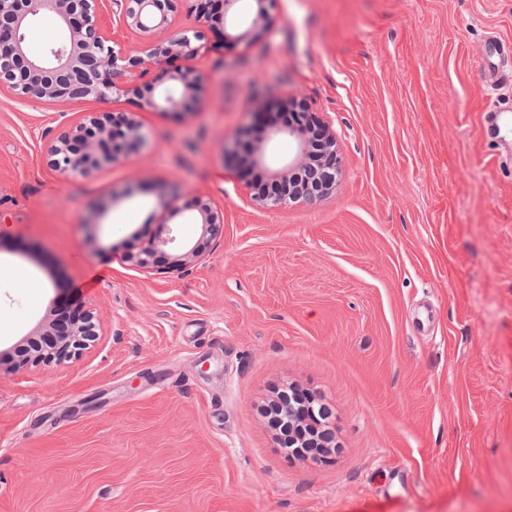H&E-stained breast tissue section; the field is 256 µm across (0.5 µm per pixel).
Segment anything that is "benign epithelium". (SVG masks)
<instances>
[{"instance_id":"1","label":"benign epithelium","mask_w":512,"mask_h":512,"mask_svg":"<svg viewBox=\"0 0 512 512\" xmlns=\"http://www.w3.org/2000/svg\"><path fill=\"white\" fill-rule=\"evenodd\" d=\"M101 0H0V18L10 25L0 27V89L23 100L48 101L63 108L64 131L49 148L50 165L61 177L86 176L110 163L141 139L140 128L130 112H97L78 123L68 122L65 109L94 97L105 100L126 96L140 109L181 112L201 90L205 75L194 67L175 66L212 50L209 32L216 16L206 0H111L112 13L130 31L148 40L143 52L123 50L110 44L97 23ZM192 24L172 32L162 41L150 40L158 29L168 26L182 11ZM37 17H48L63 37L45 56L34 57L26 49L25 31ZM289 113L284 118L256 112V123L265 140H289L295 155L280 167L264 148L240 158L247 170L269 172L274 191L252 187L256 201L278 207L294 199L314 200L336 184V135L303 98H283ZM200 223L213 227L224 223V211L208 201L196 203ZM176 238L157 233L148 246L130 251L128 259L150 269ZM97 335L94 316L78 311L52 322L40 339H31L18 350V366L66 359Z\"/></svg>"}]
</instances>
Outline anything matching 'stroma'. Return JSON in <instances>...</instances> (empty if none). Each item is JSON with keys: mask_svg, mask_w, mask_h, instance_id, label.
Segmentation results:
<instances>
[{"mask_svg": "<svg viewBox=\"0 0 512 512\" xmlns=\"http://www.w3.org/2000/svg\"><path fill=\"white\" fill-rule=\"evenodd\" d=\"M254 0L197 59L190 112L123 97L142 140L87 177L47 164L58 110L0 93V512H512V97L490 86L512 0ZM302 97L336 135L324 196L267 209L225 148ZM268 145V144H265ZM288 156L291 144L268 145ZM161 267L128 262L168 202ZM76 355L17 367L57 305ZM295 385L338 448L284 457L262 407Z\"/></svg>", "mask_w": 512, "mask_h": 512, "instance_id": "stroma-1", "label": "stroma"}]
</instances>
